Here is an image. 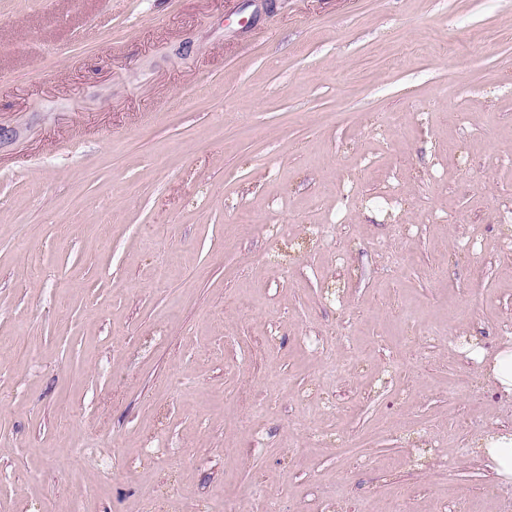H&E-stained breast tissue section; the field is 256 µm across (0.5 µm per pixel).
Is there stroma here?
<instances>
[{
	"label": "stroma",
	"mask_w": 512,
	"mask_h": 512,
	"mask_svg": "<svg viewBox=\"0 0 512 512\" xmlns=\"http://www.w3.org/2000/svg\"><path fill=\"white\" fill-rule=\"evenodd\" d=\"M504 209L512 0H0V512H512ZM487 371L498 387L512 392V349L505 348L499 351L489 363ZM484 454L497 476L512 479V433L492 431L483 440Z\"/></svg>",
	"instance_id": "stroma-1"
}]
</instances>
